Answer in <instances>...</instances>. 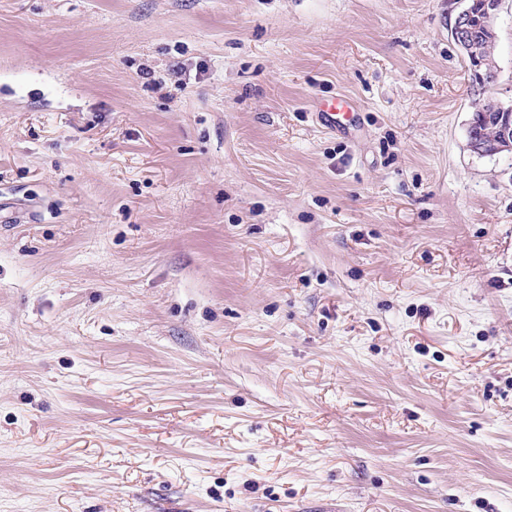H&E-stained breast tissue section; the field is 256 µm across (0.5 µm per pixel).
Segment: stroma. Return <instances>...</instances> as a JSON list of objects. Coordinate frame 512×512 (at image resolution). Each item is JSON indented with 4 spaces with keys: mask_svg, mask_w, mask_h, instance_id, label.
<instances>
[{
    "mask_svg": "<svg viewBox=\"0 0 512 512\" xmlns=\"http://www.w3.org/2000/svg\"><path fill=\"white\" fill-rule=\"evenodd\" d=\"M461 6L0 0V512H512ZM311 106L318 113L322 126L331 131H345L355 122L351 100L347 97H331L314 100Z\"/></svg>",
    "mask_w": 512,
    "mask_h": 512,
    "instance_id": "obj_1",
    "label": "stroma"
}]
</instances>
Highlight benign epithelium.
I'll return each mask as SVG.
<instances>
[{
	"label": "benign epithelium",
	"instance_id": "benign-epithelium-1",
	"mask_svg": "<svg viewBox=\"0 0 512 512\" xmlns=\"http://www.w3.org/2000/svg\"><path fill=\"white\" fill-rule=\"evenodd\" d=\"M502 0H488L481 27L471 23L472 3H466L458 14L452 33L455 41L469 58L472 75L483 81L486 88L494 87L498 81V68L488 47L495 45L496 19ZM481 110L494 116V124L480 139L469 141L471 150L480 155H495L512 150V101H501L487 97Z\"/></svg>",
	"mask_w": 512,
	"mask_h": 512
}]
</instances>
